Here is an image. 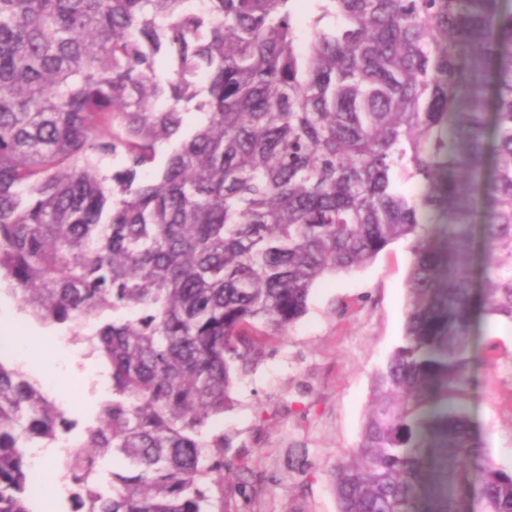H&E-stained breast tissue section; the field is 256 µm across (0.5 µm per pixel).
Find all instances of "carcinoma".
Masks as SVG:
<instances>
[{"label":"carcinoma","mask_w":512,"mask_h":512,"mask_svg":"<svg viewBox=\"0 0 512 512\" xmlns=\"http://www.w3.org/2000/svg\"><path fill=\"white\" fill-rule=\"evenodd\" d=\"M399 241L404 343L339 512H512L460 409L475 322H512V9L0 0V285L109 385L61 463L69 512H238L250 467L210 421L319 280ZM76 427L0 359V512H34L30 449Z\"/></svg>","instance_id":"1"}]
</instances>
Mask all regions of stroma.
<instances>
[{"label": "stroma", "mask_w": 512, "mask_h": 512, "mask_svg": "<svg viewBox=\"0 0 512 512\" xmlns=\"http://www.w3.org/2000/svg\"><path fill=\"white\" fill-rule=\"evenodd\" d=\"M411 263L397 242L369 265L321 280L306 314L236 384L233 408L209 431L225 434V460L250 463L241 512H338L331 471L358 447L372 376L403 342ZM0 332L40 338L19 363L38 378H64L53 396L69 417L96 411L98 364L62 342L65 327L38 323L1 294ZM473 334L474 386L464 407L490 456L512 469V322L485 319Z\"/></svg>", "instance_id": "obj_1"}]
</instances>
